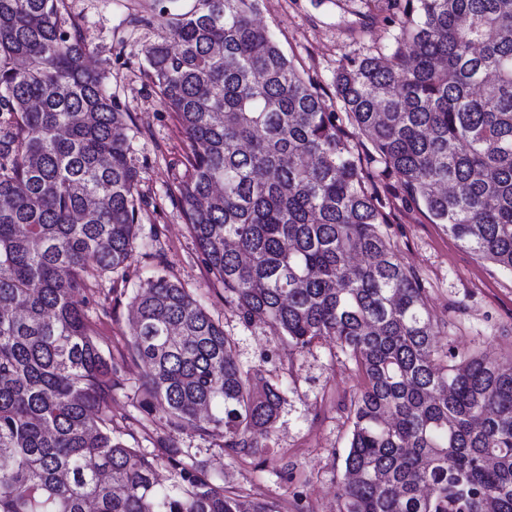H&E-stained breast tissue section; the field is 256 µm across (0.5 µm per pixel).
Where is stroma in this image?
Here are the masks:
<instances>
[{"label": "stroma", "instance_id": "obj_1", "mask_svg": "<svg viewBox=\"0 0 512 512\" xmlns=\"http://www.w3.org/2000/svg\"><path fill=\"white\" fill-rule=\"evenodd\" d=\"M64 15L80 28L87 56L107 68V88L130 115L131 161L140 174L137 248L124 276L90 277L87 314L93 335L112 354L127 351L129 302L156 270L197 297L209 315L239 340L242 361L268 354L267 370L292 382L276 430L261 454L230 459L218 442H204L193 429L175 432L179 447L204 451L224 484L268 500L301 494L306 512H338L341 457L350 423L346 407L362 385L354 362L330 342L310 351L289 350L264 325L244 326L224 290L214 285L185 223L176 192L186 175L188 144L176 116L146 72V50L163 33L156 0H64ZM258 22L310 79L330 110L343 112L334 79L349 62L387 54L399 33L393 0H262ZM371 171L387 203L386 230L397 256L422 279L429 302L448 326L440 346L480 347L512 363V273L479 259L432 223L421 206L403 197L380 165ZM142 371L125 363L122 384L112 392V427L132 445L152 448L164 431L160 412L136 406Z\"/></svg>", "mask_w": 512, "mask_h": 512}]
</instances>
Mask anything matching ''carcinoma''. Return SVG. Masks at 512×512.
I'll list each match as a JSON object with an SVG mask.
<instances>
[{
	"mask_svg": "<svg viewBox=\"0 0 512 512\" xmlns=\"http://www.w3.org/2000/svg\"><path fill=\"white\" fill-rule=\"evenodd\" d=\"M261 0H192L146 52L189 144L184 218L248 326L300 353L354 361L339 512H512V369L440 350L427 292L381 225L385 204L344 135L476 256L512 273V0H405L388 55L336 74L328 109L256 15ZM63 0H0V512H286L224 489L168 434L112 430L114 375L141 367L171 431L253 456L289 384L164 275L132 298L128 355L105 353L89 272L123 274L140 175L128 113L85 65ZM166 467L171 482L158 481Z\"/></svg>",
	"mask_w": 512,
	"mask_h": 512,
	"instance_id": "1",
	"label": "carcinoma"
}]
</instances>
